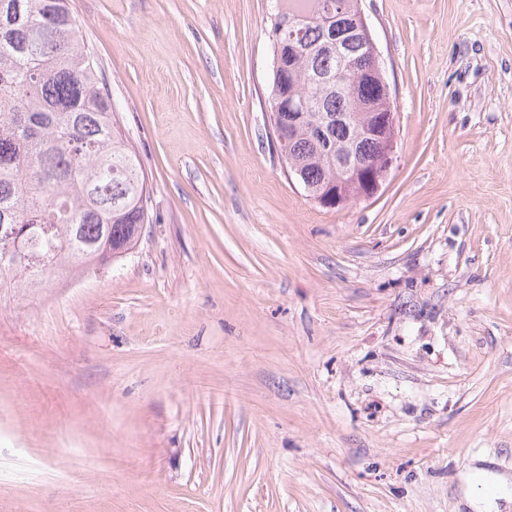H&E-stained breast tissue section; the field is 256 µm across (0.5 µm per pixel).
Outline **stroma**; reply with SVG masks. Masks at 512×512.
I'll use <instances>...</instances> for the list:
<instances>
[{
	"mask_svg": "<svg viewBox=\"0 0 512 512\" xmlns=\"http://www.w3.org/2000/svg\"><path fill=\"white\" fill-rule=\"evenodd\" d=\"M150 190L128 254L0 288V512H473L512 487V0H364L380 192L315 204L267 0H68Z\"/></svg>",
	"mask_w": 512,
	"mask_h": 512,
	"instance_id": "1",
	"label": "stroma"
}]
</instances>
